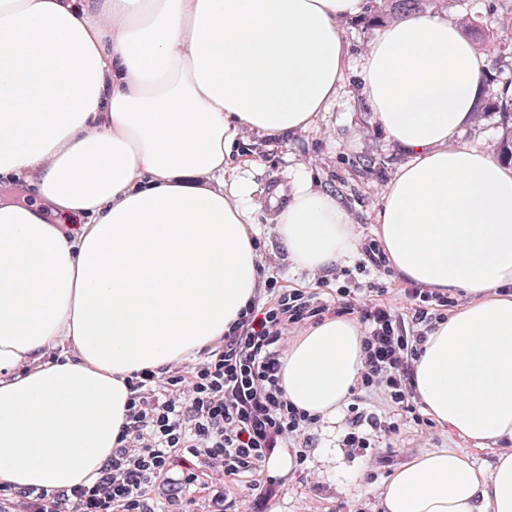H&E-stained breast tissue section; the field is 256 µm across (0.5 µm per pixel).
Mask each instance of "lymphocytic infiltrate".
<instances>
[{"label":"lymphocytic infiltrate","instance_id":"obj_1","mask_svg":"<svg viewBox=\"0 0 512 512\" xmlns=\"http://www.w3.org/2000/svg\"><path fill=\"white\" fill-rule=\"evenodd\" d=\"M411 318L387 305L358 301L350 289L332 300L302 288H263L198 358L164 372L141 370L127 379L125 423L96 479L71 489L0 484V512H191L188 492L200 477L244 483L248 495L269 496L272 484L254 481L279 449L292 447L294 466L313 445L318 416L288 402L281 385L282 350L290 331L323 318L355 317L364 330L356 383L380 392L383 413L352 408L345 440L370 448L372 435L399 432L415 414L414 365L446 292L405 283Z\"/></svg>","mask_w":512,"mask_h":512}]
</instances>
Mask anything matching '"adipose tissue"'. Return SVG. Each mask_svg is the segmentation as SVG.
I'll list each match as a JSON object with an SVG mask.
<instances>
[{
    "instance_id": "adipose-tissue-1",
    "label": "adipose tissue",
    "mask_w": 512,
    "mask_h": 512,
    "mask_svg": "<svg viewBox=\"0 0 512 512\" xmlns=\"http://www.w3.org/2000/svg\"><path fill=\"white\" fill-rule=\"evenodd\" d=\"M366 0H0V483H90L125 423L126 377L193 358L262 283L243 132L275 144L329 110L338 19ZM488 71L448 17L378 28L359 97L410 159L376 215L395 272L467 302L426 338L415 391L438 423L512 443V166L459 143ZM275 234L297 268L351 257L336 198L300 174ZM359 326L328 318L283 350L290 403L332 418ZM381 512H512V453L435 450L389 477Z\"/></svg>"
}]
</instances>
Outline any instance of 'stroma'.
<instances>
[{
  "label": "stroma",
  "instance_id": "obj_1",
  "mask_svg": "<svg viewBox=\"0 0 512 512\" xmlns=\"http://www.w3.org/2000/svg\"><path fill=\"white\" fill-rule=\"evenodd\" d=\"M436 13L448 16L463 36H470L477 17H502L512 11V0H439ZM347 45L348 77L329 112L316 127L290 134L274 146L262 144L249 135L241 148V160L252 163L257 192L251 199L257 211L260 261L267 274L277 278L283 288L320 290L335 293L343 285L359 284L358 298H365L370 285L383 286L382 301L397 315H407L401 299L402 283L396 272L365 270L359 256L340 262L339 279L323 282L320 273L297 269L274 233L272 207L268 191L281 187L290 191L298 172L306 170L336 193L347 210L360 240L376 236V213L385 185L407 159L406 153L391 142L373 122L370 113L360 111L357 75L369 47L371 31L356 27L351 19L338 22ZM494 89L484 91V110L462 132L472 146L498 154L507 122L493 106ZM379 161L368 171L355 165L358 158ZM346 407L321 420L312 431L313 446L299 470H292L289 457H281L268 473L280 486L275 498L265 503V512H379L380 490L385 481L411 458L433 451L447 450L470 456L487 466L503 451L502 445L477 446L450 433L437 422L416 424L402 421L398 435L374 439L370 449L350 448L344 444L347 432Z\"/></svg>",
  "mask_w": 512,
  "mask_h": 512
}]
</instances>
